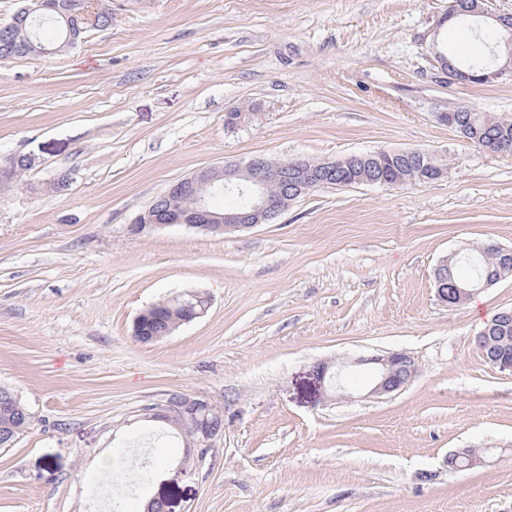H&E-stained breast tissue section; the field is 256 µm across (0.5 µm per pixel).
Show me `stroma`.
Here are the masks:
<instances>
[{"label":"stroma","instance_id":"obj_1","mask_svg":"<svg viewBox=\"0 0 512 512\" xmlns=\"http://www.w3.org/2000/svg\"><path fill=\"white\" fill-rule=\"evenodd\" d=\"M112 24L0 63V387L33 421L0 448V512H512V372L477 336L512 275L447 306L434 270L512 249V153L438 113L512 118V77L449 84L431 48L470 39L448 0H107ZM233 110L249 113L238 127ZM422 149L430 183L320 187L270 224L143 235L136 217L205 166ZM68 173L59 192L43 184ZM207 313L144 344L135 318L187 292ZM407 352L417 375L372 398L371 366L333 399L318 363ZM181 392L224 432L184 440L145 409ZM145 448L154 470L112 469ZM463 448L491 456L449 473Z\"/></svg>","mask_w":512,"mask_h":512}]
</instances>
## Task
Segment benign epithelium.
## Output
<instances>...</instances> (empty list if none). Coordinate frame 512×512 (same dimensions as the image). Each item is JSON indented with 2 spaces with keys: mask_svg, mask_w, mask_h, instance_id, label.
Masks as SVG:
<instances>
[{
  "mask_svg": "<svg viewBox=\"0 0 512 512\" xmlns=\"http://www.w3.org/2000/svg\"><path fill=\"white\" fill-rule=\"evenodd\" d=\"M465 13L473 17L493 18L504 22L501 40L509 58L512 59V22L506 13H494L489 9L488 0H472L466 9L448 11L452 19ZM101 14L98 0H88L82 15L85 30L99 28L98 15ZM337 163L325 162L317 169L302 159L284 160L271 165L263 156L252 157L245 165L209 166L198 169L192 176L172 183L150 204L146 213L139 215L131 232L141 235L156 228L181 225L210 232H231L250 229L258 224H269L288 210V207L306 193L307 186L316 184L325 186L336 175ZM270 182H278L281 190L277 194L266 191ZM226 193H236L248 199V204L231 208L224 212L212 209L211 200ZM174 197H186L193 200L189 208L173 209L167 207ZM458 260V253L442 259L434 271L437 296L446 305H460L466 302L477 289L456 283L448 279V265ZM190 297L181 303L182 317L175 324L155 320V307L141 312L133 324V336L142 343H153L170 335L176 326L188 323L203 316L210 304L209 296L199 291H188ZM356 365L370 364L374 368V379L369 395L382 397L403 390L416 374L413 358L403 351L359 358ZM331 364L321 362L317 366L320 377L330 376L336 391L345 389L348 375L346 365H336V371L328 374ZM211 405L208 401L191 397L184 393H171L162 408L150 414L152 419H161L176 426L183 433L186 442L181 469L201 456L195 455L199 448L209 447V442L222 434L218 421L208 417Z\"/></svg>",
  "mask_w": 512,
  "mask_h": 512,
  "instance_id": "obj_1",
  "label": "benign epithelium"
}]
</instances>
